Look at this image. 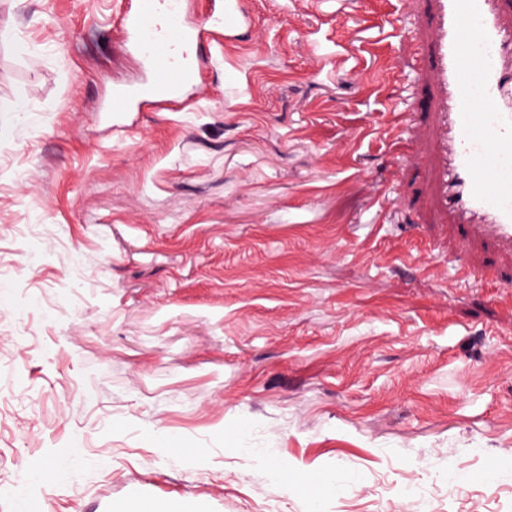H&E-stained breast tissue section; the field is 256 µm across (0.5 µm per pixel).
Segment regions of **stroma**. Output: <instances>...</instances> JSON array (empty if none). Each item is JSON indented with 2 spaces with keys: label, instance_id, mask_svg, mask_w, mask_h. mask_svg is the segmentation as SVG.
<instances>
[{
  "label": "stroma",
  "instance_id": "obj_1",
  "mask_svg": "<svg viewBox=\"0 0 512 512\" xmlns=\"http://www.w3.org/2000/svg\"><path fill=\"white\" fill-rule=\"evenodd\" d=\"M244 6L113 116L118 0H0V512H512V257L397 148L431 0Z\"/></svg>",
  "mask_w": 512,
  "mask_h": 512
}]
</instances>
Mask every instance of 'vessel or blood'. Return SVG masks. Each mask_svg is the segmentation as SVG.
I'll use <instances>...</instances> for the list:
<instances>
[{
  "label": "vessel or blood",
  "instance_id": "1",
  "mask_svg": "<svg viewBox=\"0 0 512 512\" xmlns=\"http://www.w3.org/2000/svg\"><path fill=\"white\" fill-rule=\"evenodd\" d=\"M501 7V0H436L426 78L437 92L439 205L512 251V27ZM249 21L240 0H213L201 24L186 21L180 0H129L116 29L141 55L146 77L114 86L106 111L188 101L210 60L211 27L236 33Z\"/></svg>",
  "mask_w": 512,
  "mask_h": 512
}]
</instances>
